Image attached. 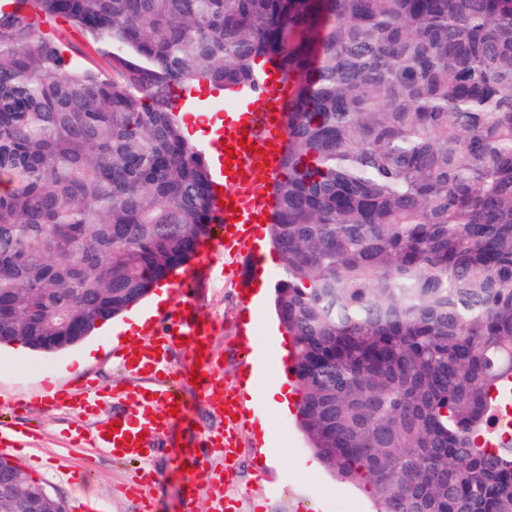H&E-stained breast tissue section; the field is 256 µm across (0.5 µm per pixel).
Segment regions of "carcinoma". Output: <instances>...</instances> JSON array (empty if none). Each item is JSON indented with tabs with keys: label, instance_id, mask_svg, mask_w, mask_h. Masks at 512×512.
<instances>
[{
	"label": "carcinoma",
	"instance_id": "1",
	"mask_svg": "<svg viewBox=\"0 0 512 512\" xmlns=\"http://www.w3.org/2000/svg\"><path fill=\"white\" fill-rule=\"evenodd\" d=\"M259 59L292 91L269 235L310 449L372 512H512V0L0 10V347H72L191 263L218 216L175 90ZM48 24L49 23L41 25V30L43 32L49 31L47 29ZM49 25L57 32L58 36L63 38L65 42H68L69 44L77 47L79 50L86 52L87 56L104 65L100 57L90 49L88 45V38L79 29L71 26L63 19L53 21Z\"/></svg>",
	"mask_w": 512,
	"mask_h": 512
}]
</instances>
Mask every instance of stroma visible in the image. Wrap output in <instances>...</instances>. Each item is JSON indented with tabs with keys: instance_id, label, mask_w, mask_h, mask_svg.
<instances>
[{
	"instance_id": "stroma-1",
	"label": "stroma",
	"mask_w": 512,
	"mask_h": 512,
	"mask_svg": "<svg viewBox=\"0 0 512 512\" xmlns=\"http://www.w3.org/2000/svg\"><path fill=\"white\" fill-rule=\"evenodd\" d=\"M264 267V273H257L251 259H242L239 265L200 279L194 291L200 312L217 325L213 348L221 362L224 386L231 390L239 389L245 372L242 330L247 313L239 294L246 288L258 290L263 284L275 286L281 273L275 250L266 253ZM256 320L261 327L274 329L260 351L269 377L281 378L289 359L279 353L285 332L277 326L273 305L261 308ZM130 321V315H122L83 342L56 353H37L15 345L0 349V426L34 428L39 433L33 453L18 455L14 462L32 478L44 481L66 506L80 502L92 512H138V502L119 492L135 464H116L93 449L71 445L68 432L80 423L75 416L50 406L15 412L9 404L18 397L37 398L49 385L62 386L87 373L97 378L100 388L110 389L122 378L120 368L111 360L112 333L123 330ZM263 413L269 439L259 438L251 429L242 435L243 448L231 489L236 512H371V503L362 491L315 465L295 413L284 414L272 407L264 408ZM185 445V434L173 431L164 436L148 461L158 474L153 487L156 512H183L182 479L175 458Z\"/></svg>"
}]
</instances>
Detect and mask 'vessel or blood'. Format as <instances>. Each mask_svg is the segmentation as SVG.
<instances>
[{"label": "vessel or blood", "instance_id": "1", "mask_svg": "<svg viewBox=\"0 0 512 512\" xmlns=\"http://www.w3.org/2000/svg\"><path fill=\"white\" fill-rule=\"evenodd\" d=\"M290 95L287 84L272 78L264 80L259 94L235 95L223 129L208 142L209 152L224 167L230 190L218 210L213 247L199 271H211L226 256L261 259L260 246L251 241V228L267 220L268 203L258 186L279 172L287 138L282 109ZM250 143L255 146L251 152L246 149ZM197 273L188 272L178 282L177 301L162 318L146 325L145 340L113 343L112 359L123 378L110 392H103L97 379L86 375L74 385L57 389L52 400L55 406L91 420V427L75 430L81 444L102 449L115 460H139L144 452L158 448L162 435L188 426L182 391L194 383L192 374L200 373L197 393L204 406L223 418L224 431L196 430L198 447L185 451L177 463L192 474L209 464L203 448L220 453L224 467L211 482L209 498L213 512H226L225 491L235 476L234 458L240 453L239 437L249 416L242 406H225L224 393L218 388L211 350L215 330L198 318L194 303L186 298ZM177 348L186 351L188 360L175 367L170 356Z\"/></svg>", "mask_w": 512, "mask_h": 512}]
</instances>
